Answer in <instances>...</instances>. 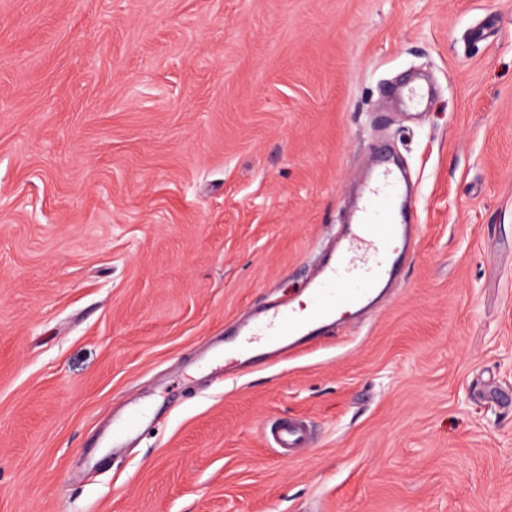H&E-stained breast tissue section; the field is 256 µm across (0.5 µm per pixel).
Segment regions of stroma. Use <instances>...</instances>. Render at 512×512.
<instances>
[{"mask_svg":"<svg viewBox=\"0 0 512 512\" xmlns=\"http://www.w3.org/2000/svg\"><path fill=\"white\" fill-rule=\"evenodd\" d=\"M385 151L419 227L387 304L205 360ZM0 512H512V0H0ZM430 95L431 90L429 86L417 81L406 85L399 91V97L402 103L414 110L423 109L427 105ZM271 437L275 447L280 448L284 453L309 448L310 435L305 422L300 419L281 422L275 430L271 431Z\"/></svg>","mask_w":512,"mask_h":512,"instance_id":"obj_1","label":"stroma"}]
</instances>
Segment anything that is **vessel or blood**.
Instances as JSON below:
<instances>
[{
  "label": "vessel or blood",
  "mask_w": 512,
  "mask_h": 512,
  "mask_svg": "<svg viewBox=\"0 0 512 512\" xmlns=\"http://www.w3.org/2000/svg\"><path fill=\"white\" fill-rule=\"evenodd\" d=\"M428 85L413 82L399 91L402 103L423 109L430 98ZM405 195L398 166L381 159L374 168L357 205L354 221L330 250L308 288L309 308L285 301L244 323L225 345L236 362L258 363L263 352H289L314 339L326 322L341 314H354L376 300L382 285L396 276L400 261L414 247V225L408 224L401 207ZM275 447L291 453L307 448L310 435L304 421L289 419L271 433Z\"/></svg>",
  "instance_id": "1"
}]
</instances>
